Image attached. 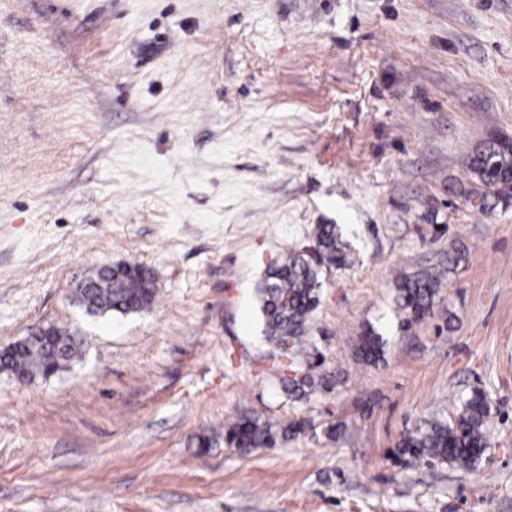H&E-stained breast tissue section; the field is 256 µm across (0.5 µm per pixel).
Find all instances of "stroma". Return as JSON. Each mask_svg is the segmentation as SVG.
<instances>
[{
  "mask_svg": "<svg viewBox=\"0 0 512 512\" xmlns=\"http://www.w3.org/2000/svg\"><path fill=\"white\" fill-rule=\"evenodd\" d=\"M495 135L512 0H0V351L46 324L85 351L0 370V512H512V201L479 210L468 169ZM317 224L353 261L310 327L334 387L295 403L255 288ZM122 261L154 305L85 317L77 281ZM418 271L441 292L402 331ZM477 389V471L394 460ZM246 413L309 426L243 454L224 428ZM440 292L438 278L429 272H417L404 276L396 286V307L404 317L400 328L425 320L431 313ZM388 339L373 326L367 325L355 347V354L367 364H377L385 359Z\"/></svg>",
  "mask_w": 512,
  "mask_h": 512,
  "instance_id": "stroma-1",
  "label": "stroma"
}]
</instances>
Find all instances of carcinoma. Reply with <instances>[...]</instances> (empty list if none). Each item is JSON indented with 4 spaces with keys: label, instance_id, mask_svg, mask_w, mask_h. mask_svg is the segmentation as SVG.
<instances>
[{
    "label": "carcinoma",
    "instance_id": "obj_1",
    "mask_svg": "<svg viewBox=\"0 0 512 512\" xmlns=\"http://www.w3.org/2000/svg\"><path fill=\"white\" fill-rule=\"evenodd\" d=\"M468 168L490 188V194L504 202L512 199V139H487L470 152ZM310 241L304 250H288L271 262L256 288L264 338L290 360V376L283 379V392L292 402L306 401L328 389L329 375L318 371L325 362L324 355L308 336V329L321 301L323 270L346 266L351 255L350 243L336 224L315 225ZM439 292L440 282L429 272L404 276L396 286L395 297L396 307L404 314L400 328L425 320ZM74 296L89 316H124L150 309L157 289L150 271L136 262H124L112 266V285H78ZM387 344L388 339L368 325L358 337L355 354L367 364H377L385 360ZM80 346L75 330L66 328L61 336L41 331L1 353L0 367L24 381L36 376L48 378L73 362ZM457 403L458 414L450 415L448 420L426 421L404 433L398 455L476 470L490 445L494 405L481 390L459 397ZM306 426L304 419H291L276 426L257 415L244 414L227 426L224 443L249 453L256 448H273Z\"/></svg>",
    "mask_w": 512,
    "mask_h": 512
}]
</instances>
